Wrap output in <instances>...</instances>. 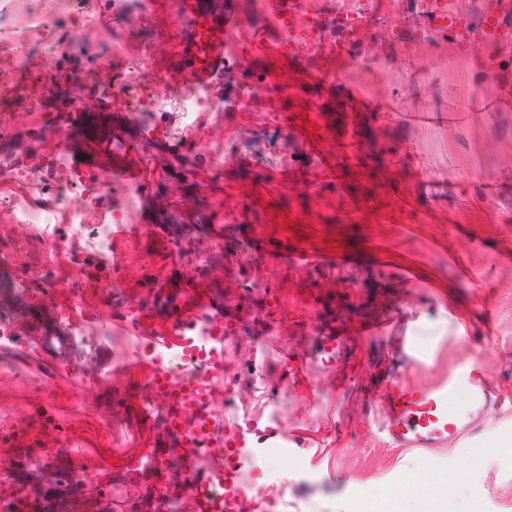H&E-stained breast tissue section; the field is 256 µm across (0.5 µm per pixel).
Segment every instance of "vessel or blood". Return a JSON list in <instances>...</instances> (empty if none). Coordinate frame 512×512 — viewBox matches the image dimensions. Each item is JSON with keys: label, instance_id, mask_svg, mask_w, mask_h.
<instances>
[{"label": "vessel or blood", "instance_id": "b4317fda", "mask_svg": "<svg viewBox=\"0 0 512 512\" xmlns=\"http://www.w3.org/2000/svg\"><path fill=\"white\" fill-rule=\"evenodd\" d=\"M173 8L178 43L172 72L179 82L209 88L220 79L227 63L224 27L236 20V4L226 0L219 12L208 8L204 0H174ZM422 21L425 29L448 37L464 50L512 40V21L499 8L485 10L475 19L455 0H427ZM64 110L65 126L47 125L43 132L27 136L19 151H11L5 144L0 146V153L22 162L43 157L50 137L65 136L67 128L85 127L97 118L79 99L66 102ZM66 156L75 171L95 178L114 172L140 199L146 201L152 196L151 185L140 162L130 156L126 140L113 139L104 155L89 146L81 153L67 151ZM161 302L173 309V320L165 330L154 329L143 314L133 322L134 328L147 336L150 346L175 341L189 344L200 332L206 343L197 350L201 371L182 383H174L158 367L150 369L151 396L143 411L159 415L161 429L149 452L134 459L132 465L153 476L158 473V464L168 460L178 462L186 472L196 471L199 434L210 425L218 386L224 380V333L233 324L230 316L214 308L200 292L165 296ZM360 337V332H342L323 323L318 327L316 351L340 362ZM454 394L466 399L465 407L457 413L448 408V399ZM511 400L486 367L464 358L450 365L444 376L427 382L411 384L395 378L380 396L383 411L376 430L388 445L435 452L461 437L482 434L485 420L501 413ZM249 454L246 440H239L229 449L227 463L210 470L211 481L224 490L223 497L211 500L181 483L173 486L172 498L187 501L191 512H246L255 499L253 490L240 478Z\"/></svg>", "mask_w": 512, "mask_h": 512}]
</instances>
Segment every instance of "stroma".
<instances>
[{"label":"stroma","mask_w":512,"mask_h":512,"mask_svg":"<svg viewBox=\"0 0 512 512\" xmlns=\"http://www.w3.org/2000/svg\"><path fill=\"white\" fill-rule=\"evenodd\" d=\"M266 2L238 0L225 36L243 61L210 91L223 107L197 112L191 134L176 138L200 164L126 131L167 207L154 232L135 201L117 265L78 239L52 253L0 209V318L13 325L0 344V498L21 512H104L131 499L137 512H154L169 477L145 482L126 461L149 448L160 424L139 409L147 369L120 360L118 345L142 344L127 305L166 325L151 296L158 280L211 289L236 313L224 344L233 390L213 409L228 443L249 420L265 429L267 446L292 429L307 439L271 461L291 481V512H378L364 490L399 486L424 459L382 446L366 403L313 358L312 331L327 315L368 324L408 309L403 334L432 361L407 379L476 356L512 393V44L465 51L423 28L420 0H376L364 27L337 33L340 52L290 50ZM172 7L166 0L134 28L113 0H0V87L11 89L0 94V134L37 132L75 93H107L131 108L117 79L145 47L151 67L138 94H180L170 82ZM52 41L66 50L48 55ZM243 84L255 93L242 104ZM23 97L47 106L23 111ZM217 145L230 150L218 176L209 157ZM327 163L336 179L325 177ZM406 263L416 276L405 283ZM65 310L83 335L61 353L36 349L40 330L65 329ZM459 315L466 342L456 338ZM399 337L353 345V385L385 382ZM264 338L273 347L263 383L282 407L274 423L250 391L252 345ZM290 353L306 356L299 371L286 365ZM484 440L435 457L453 488L449 512H512V454L486 450ZM69 457L112 467L83 471L62 502L56 470Z\"/></svg>","instance_id":"obj_1"}]
</instances>
